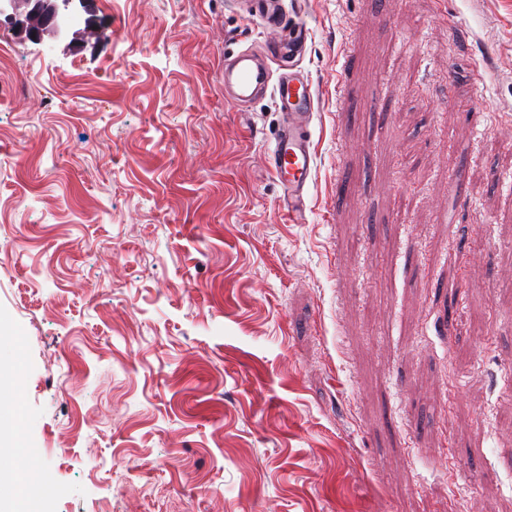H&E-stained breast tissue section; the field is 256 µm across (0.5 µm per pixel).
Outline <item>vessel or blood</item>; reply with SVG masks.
<instances>
[{
    "label": "vessel or blood",
    "mask_w": 512,
    "mask_h": 512,
    "mask_svg": "<svg viewBox=\"0 0 512 512\" xmlns=\"http://www.w3.org/2000/svg\"><path fill=\"white\" fill-rule=\"evenodd\" d=\"M273 0H250V16L264 25H280L284 17L278 14ZM307 48V30L296 23L287 39L275 43L269 54L281 62L280 74L258 63L251 55L240 53L231 69L225 70L239 106H250L259 96L271 94L276 99L286 121L269 153L268 164L283 187L282 208L290 222L305 223V195L313 178L314 152L309 127L314 118L317 96L311 81L300 68Z\"/></svg>",
    "instance_id": "1"
}]
</instances>
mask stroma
Returning <instances> with one entry per match:
<instances>
[{
  "mask_svg": "<svg viewBox=\"0 0 512 512\" xmlns=\"http://www.w3.org/2000/svg\"><path fill=\"white\" fill-rule=\"evenodd\" d=\"M0 17V382L39 512H512V0H304L309 221L228 0ZM477 326L454 360L448 314ZM85 2L82 9H85L86 17L83 21V27L77 28L75 33V41L77 44H84L90 42L92 39L97 42L102 38H106L107 34L104 32V28L97 24V14L95 7V0H79ZM11 420L10 448L14 459L17 462H23L29 457V444L27 427L17 412L13 408H4L0 404V422L1 418Z\"/></svg>",
  "mask_w": 512,
  "mask_h": 512,
  "instance_id": "stroma-1",
  "label": "stroma"
}]
</instances>
